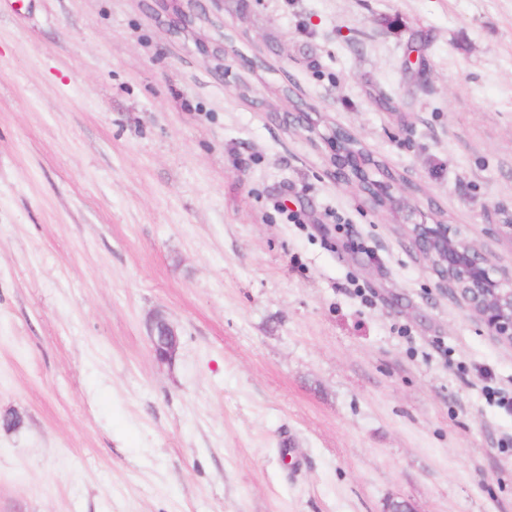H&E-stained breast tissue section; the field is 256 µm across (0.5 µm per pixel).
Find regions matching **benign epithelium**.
<instances>
[{
	"mask_svg": "<svg viewBox=\"0 0 512 512\" xmlns=\"http://www.w3.org/2000/svg\"><path fill=\"white\" fill-rule=\"evenodd\" d=\"M156 5L170 9L178 16L182 28L195 24L192 13L195 0H154ZM200 50L224 68L227 48L224 42L208 44L198 42ZM329 140L335 144V160L338 166L361 178L371 186L370 197L385 208L396 202L394 192L405 189L402 181L377 180L372 170L362 165V159L345 151L344 142L337 132ZM407 232L420 248L436 277V287L453 296L487 328L498 341L512 345V267L503 268L493 262L489 255L477 250L460 237L459 231L449 224L435 221L413 222ZM149 338L154 358L159 363H168L179 349L176 329L162 315L153 317L149 325Z\"/></svg>",
	"mask_w": 512,
	"mask_h": 512,
	"instance_id": "1",
	"label": "benign epithelium"
}]
</instances>
